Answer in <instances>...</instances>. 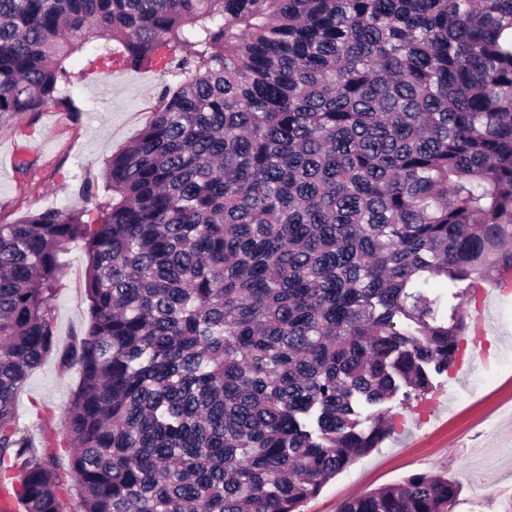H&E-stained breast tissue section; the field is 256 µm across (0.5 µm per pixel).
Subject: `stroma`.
<instances>
[{
	"instance_id": "obj_1",
	"label": "stroma",
	"mask_w": 512,
	"mask_h": 512,
	"mask_svg": "<svg viewBox=\"0 0 512 512\" xmlns=\"http://www.w3.org/2000/svg\"><path fill=\"white\" fill-rule=\"evenodd\" d=\"M71 82L61 95L77 109L49 107L37 114L0 119V222L38 209L93 208L82 181L101 183L104 162L139 133L154 112L163 77L152 70L116 72L84 52L67 61ZM64 273L52 303L57 335L68 344L88 325L84 293L87 256L69 243ZM484 339L465 334V354L447 372L433 375L425 400L397 396L387 403L394 429L302 503L300 512H337L344 501L413 474H444L459 489L452 512H512V288L493 293ZM488 362L469 367L476 349ZM77 368L51 356L19 389L15 409L34 446L61 441Z\"/></svg>"
}]
</instances>
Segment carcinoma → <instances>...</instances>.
Masks as SVG:
<instances>
[{"mask_svg": "<svg viewBox=\"0 0 512 512\" xmlns=\"http://www.w3.org/2000/svg\"><path fill=\"white\" fill-rule=\"evenodd\" d=\"M156 64L92 210L0 224V485L22 512H297L456 361L431 279L512 269V0H0V117L78 107L70 55ZM89 324L58 350L61 255ZM79 368L68 474L15 397ZM413 474L339 512H450Z\"/></svg>", "mask_w": 512, "mask_h": 512, "instance_id": "obj_1", "label": "carcinoma"}]
</instances>
